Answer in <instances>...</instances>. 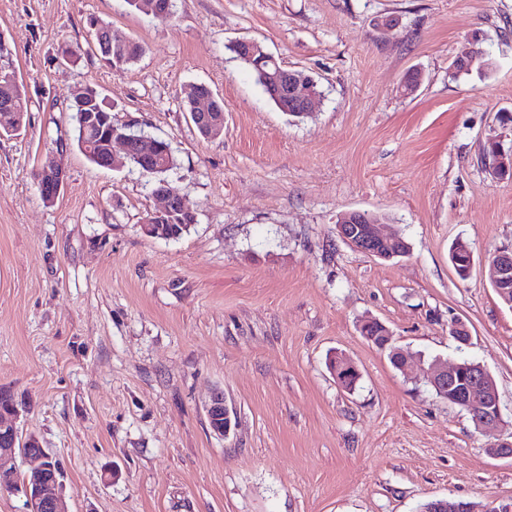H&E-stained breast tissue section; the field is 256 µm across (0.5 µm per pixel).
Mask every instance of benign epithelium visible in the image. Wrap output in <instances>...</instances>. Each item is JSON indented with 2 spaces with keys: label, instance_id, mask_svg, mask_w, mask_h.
<instances>
[{
  "label": "benign epithelium",
  "instance_id": "1",
  "mask_svg": "<svg viewBox=\"0 0 512 512\" xmlns=\"http://www.w3.org/2000/svg\"><path fill=\"white\" fill-rule=\"evenodd\" d=\"M235 44L246 51V58L258 59L265 65L267 90L275 97L280 108L291 116L304 117L310 114L316 94L312 91L313 79L289 70L273 54L254 40L239 39ZM456 64L471 70L479 66L483 70L488 65L484 53L473 49L456 57ZM223 100L215 95L198 100L193 99L194 112L191 117L207 136L215 137L224 131V113L220 112ZM83 128L98 127L107 122L106 113L97 112L88 104L79 113ZM119 143L125 159L142 165L149 162L159 151L158 141L142 132H137L124 123L112 122L110 129L98 144H91V152L104 167H116L118 161L113 154V144ZM496 149L493 169L500 176H512V150H504L498 142H492ZM65 183L64 171L46 162L38 176L39 190L48 202H55ZM152 195L162 201V207L152 211L141 225L144 235L151 238L169 239L172 237L169 226L177 222L181 214H192L178 190L163 181L156 184ZM336 233L354 250L372 257L390 260L407 255L408 243L398 235H384L380 232L379 218L361 211H350L336 224ZM454 268L461 276L467 277L473 268V253L463 241L454 243ZM489 276L492 287L504 302L512 307L509 294L512 293V250L498 251L489 261ZM362 336L379 348L393 345V334L377 319L364 321L360 328ZM330 369L340 386H345L348 371L358 372L354 362L345 354L338 353L332 358ZM424 378L441 397L466 405L474 414V422L482 431L495 430L501 424L502 416L499 396L494 378L478 363L452 366L437 359L423 371ZM207 415L212 431L226 437L232 428L231 412L224 400V392L215 391L207 406ZM19 409L12 407L0 410V440L8 448L0 453V490H21L31 507V512H68L67 503L59 481V470L46 449L42 448L37 437L24 435L17 426ZM23 449V458L29 465L26 479L10 484L16 455L12 448ZM431 512H473L471 504L465 501L438 500L433 502Z\"/></svg>",
  "mask_w": 512,
  "mask_h": 512
}]
</instances>
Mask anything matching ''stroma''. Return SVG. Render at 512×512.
<instances>
[{
    "label": "stroma",
    "mask_w": 512,
    "mask_h": 512,
    "mask_svg": "<svg viewBox=\"0 0 512 512\" xmlns=\"http://www.w3.org/2000/svg\"><path fill=\"white\" fill-rule=\"evenodd\" d=\"M93 18L144 54L104 66ZM239 39L317 80L311 116L273 104L230 51ZM0 40L28 99L23 130L0 135V390L58 464L70 512L512 503V458L488 454L490 436L421 374L480 363L512 433V307L483 272L512 249V178L482 154L512 144V0H175L166 21L125 0H0ZM474 45L490 68L454 76ZM199 83L224 100L215 139L187 110ZM78 85L170 144L168 180L195 214L180 238L143 234L149 176L78 150ZM49 158L66 175L50 206L34 178ZM351 210L409 254L352 249L336 234ZM459 239L474 255L465 279L448 258ZM367 317L406 370L362 336ZM456 321L469 344L450 336ZM336 351L360 372L355 390L327 367ZM217 389L224 438L206 411ZM207 415L212 431L226 437L230 434L232 428L231 412L224 400V393L220 390L215 391L207 406Z\"/></svg>",
    "instance_id": "35a3bbf8"
}]
</instances>
